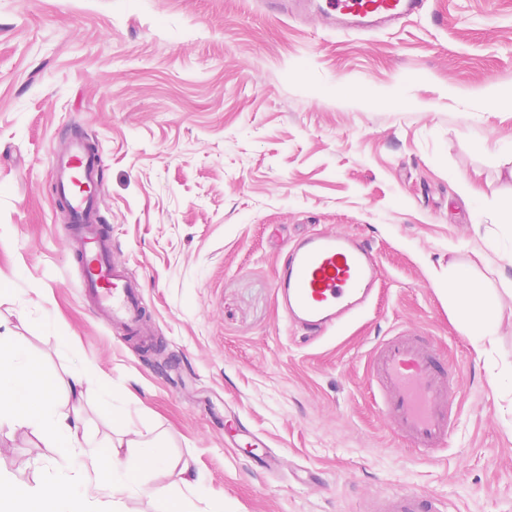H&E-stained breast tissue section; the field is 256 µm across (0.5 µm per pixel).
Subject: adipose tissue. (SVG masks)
Here are the masks:
<instances>
[{
	"label": "adipose tissue",
	"mask_w": 512,
	"mask_h": 512,
	"mask_svg": "<svg viewBox=\"0 0 512 512\" xmlns=\"http://www.w3.org/2000/svg\"><path fill=\"white\" fill-rule=\"evenodd\" d=\"M448 296L460 327L474 336L478 355L490 353L502 324V300L512 299V280L504 281L498 291L452 282ZM2 422L30 428L45 447L61 449L67 457L81 446L78 418L60 412L49 379L33 358L14 347L12 337L5 332H0ZM98 455L112 463L109 492L113 499L107 508H100L97 500L91 499L82 481L49 490L34 487L21 491L0 478V512H122L120 494L139 491L142 474L165 470L175 479L183 477L175 460L130 428L99 450ZM134 459L140 463L136 477L129 469Z\"/></svg>",
	"instance_id": "adipose-tissue-1"
}]
</instances>
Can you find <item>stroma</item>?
Listing matches in <instances>:
<instances>
[{
    "label": "stroma",
    "instance_id": "35a3bbf8",
    "mask_svg": "<svg viewBox=\"0 0 512 512\" xmlns=\"http://www.w3.org/2000/svg\"><path fill=\"white\" fill-rule=\"evenodd\" d=\"M512 0H428L373 34L289 20L259 0H0V322L98 443L124 424L163 434L205 512H363L410 488L447 512H512V320L478 356L449 277L512 279ZM95 141L112 260L137 278L156 350L102 323L81 295L53 148ZM472 194L459 192V184ZM351 234L383 278L360 315L315 341L285 325L274 277L299 237ZM396 329L458 368V426L435 459L391 433L366 362ZM112 381L125 420L69 398L80 361ZM257 432L268 474L224 438ZM59 451L0 428V477L66 483Z\"/></svg>",
    "mask_w": 512,
    "mask_h": 512
}]
</instances>
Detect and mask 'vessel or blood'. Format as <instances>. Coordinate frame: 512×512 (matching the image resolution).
<instances>
[{"mask_svg":"<svg viewBox=\"0 0 512 512\" xmlns=\"http://www.w3.org/2000/svg\"><path fill=\"white\" fill-rule=\"evenodd\" d=\"M287 18L314 14L343 33L397 26L421 13L426 0H264ZM102 158L86 141L72 140L50 159L55 193L68 207L79 240L75 259L85 268L82 295L129 337L142 335L146 316L136 280L112 264L110 241L97 209ZM383 273L364 240L319 232L297 240L277 269L274 288L289 324L309 337L352 318L372 297ZM451 369L426 340L397 333L380 340L370 355L368 380L391 432L425 459L447 448L460 409ZM370 512H446L442 499L412 491L378 497Z\"/></svg>","mask_w":512,"mask_h":512,"instance_id":"vessel-or-blood-1","label":"vessel or blood"}]
</instances>
